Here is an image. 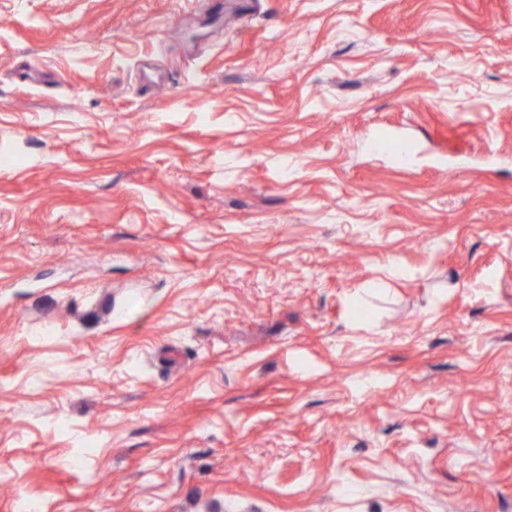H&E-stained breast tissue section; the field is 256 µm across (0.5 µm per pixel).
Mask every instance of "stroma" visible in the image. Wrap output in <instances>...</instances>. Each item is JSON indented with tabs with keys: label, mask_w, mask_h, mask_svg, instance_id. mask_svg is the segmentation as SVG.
<instances>
[{
	"label": "stroma",
	"mask_w": 512,
	"mask_h": 512,
	"mask_svg": "<svg viewBox=\"0 0 512 512\" xmlns=\"http://www.w3.org/2000/svg\"><path fill=\"white\" fill-rule=\"evenodd\" d=\"M0 155V512H512V0H0Z\"/></svg>",
	"instance_id": "obj_1"
}]
</instances>
